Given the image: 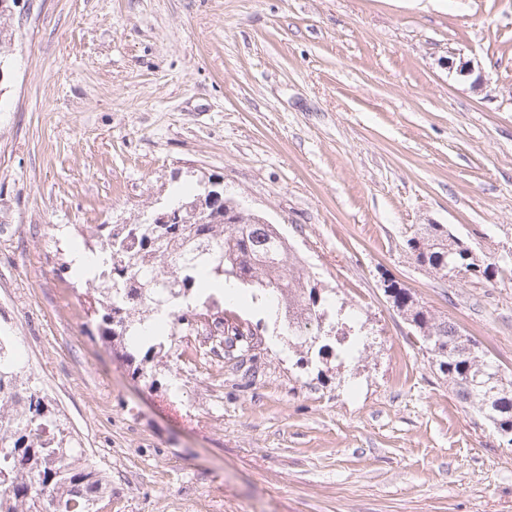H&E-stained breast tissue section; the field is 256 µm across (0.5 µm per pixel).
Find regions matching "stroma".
Here are the masks:
<instances>
[{
  "instance_id": "obj_1",
  "label": "stroma",
  "mask_w": 512,
  "mask_h": 512,
  "mask_svg": "<svg viewBox=\"0 0 512 512\" xmlns=\"http://www.w3.org/2000/svg\"><path fill=\"white\" fill-rule=\"evenodd\" d=\"M0 92V334L108 479L107 512H512V445L385 291L512 373V274L441 279L443 224L512 252V0H27ZM480 64L483 91L458 75ZM280 227L336 301L258 362L185 337L133 376L64 264L201 176ZM423 227L419 228L415 236L409 240L411 249L415 256L416 262L421 266H427L440 278H448L454 265H466L467 268L473 267L475 273H472V277H478V273L481 276H490L492 273L498 270V266L494 263H487L482 260L480 264L479 257L469 248L470 256L473 259L467 258V249H461L460 240L448 231V228L443 224H423ZM417 252V254H415ZM452 261V264L448 267V263ZM477 268L479 269L477 271ZM483 268V269H481ZM491 270V272H489ZM456 277L455 279H469V274L464 277V272H458L459 269L455 268L452 270Z\"/></svg>"
}]
</instances>
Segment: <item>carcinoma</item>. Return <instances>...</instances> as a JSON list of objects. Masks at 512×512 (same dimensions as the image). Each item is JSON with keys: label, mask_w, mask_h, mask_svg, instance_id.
Wrapping results in <instances>:
<instances>
[{"label": "carcinoma", "mask_w": 512, "mask_h": 512, "mask_svg": "<svg viewBox=\"0 0 512 512\" xmlns=\"http://www.w3.org/2000/svg\"><path fill=\"white\" fill-rule=\"evenodd\" d=\"M89 239L103 255L101 267L85 279L93 293V316L101 340L112 345L138 335L147 317L134 318L139 306L173 307L162 331L141 338V359L125 354L132 373L165 349V342L186 333L211 347L224 346V361L241 366L253 360L262 344L259 325L234 311L204 301L192 303L203 277L232 282L261 296L284 302L288 332L299 336L321 326L331 303L317 293L318 283L300 272L299 258L273 224L243 216L227 224L219 211L207 224H97ZM416 262L442 278L452 266L477 269L485 277L495 263L477 265L443 224H425L409 240ZM393 304L418 334L435 335L440 352L432 355L448 377L456 399L476 409L507 443L512 444V374L481 350L475 340L447 317L421 306L409 289L390 284ZM105 476L77 447L52 401L21 377L11 339L0 335V512H99L111 499Z\"/></svg>", "instance_id": "cac0c4a2"}]
</instances>
